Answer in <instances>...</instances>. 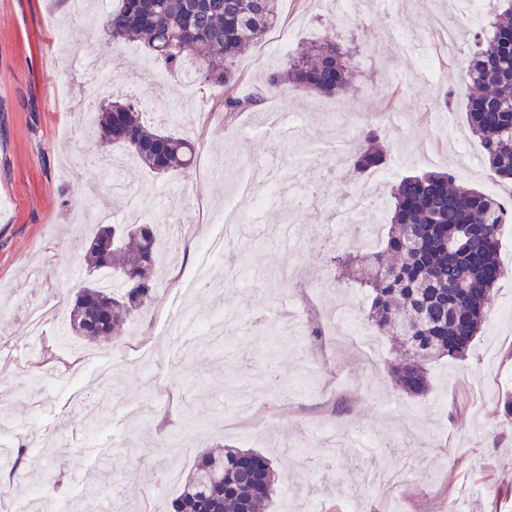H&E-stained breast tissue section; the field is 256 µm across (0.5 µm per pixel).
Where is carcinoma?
Returning a JSON list of instances; mask_svg holds the SVG:
<instances>
[{
    "mask_svg": "<svg viewBox=\"0 0 512 512\" xmlns=\"http://www.w3.org/2000/svg\"><path fill=\"white\" fill-rule=\"evenodd\" d=\"M280 0H115L102 26L112 45L142 40L161 66L180 70L197 61L196 79L224 88L220 106L231 114L281 96L294 87L347 99L357 92L351 52L325 36L297 60L270 69L251 96L239 94L240 51L260 41L277 22ZM464 61L475 90L466 105L467 124L482 146L488 170L512 182V0H498L492 15L471 36ZM103 142L129 149L139 167L175 173L194 162L193 143L145 125L138 106L113 101L95 116ZM386 154L380 130L360 134L352 167L358 174L378 168ZM388 224L381 251L366 252L356 242L337 257L353 282L372 290L365 320L381 335L394 336L407 357L390 368L394 388L420 396L428 389L427 367L445 357H463L481 329L488 300L502 282L498 261L504 222L499 199L455 184L447 171L409 175L391 185ZM111 235L117 244L105 253L97 242ZM160 230L155 224L102 225L84 247L94 271L112 272L121 288L98 283L81 288L69 312L67 333L107 341L152 299ZM262 463L265 482L258 491L243 462ZM278 492V477L261 453L229 446L197 456L193 469L170 501L171 512H264Z\"/></svg>",
    "mask_w": 512,
    "mask_h": 512,
    "instance_id": "cac0c4a2",
    "label": "carcinoma"
}]
</instances>
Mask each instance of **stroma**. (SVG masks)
Here are the masks:
<instances>
[{
  "label": "stroma",
  "instance_id": "obj_1",
  "mask_svg": "<svg viewBox=\"0 0 512 512\" xmlns=\"http://www.w3.org/2000/svg\"><path fill=\"white\" fill-rule=\"evenodd\" d=\"M72 2L0 0V426L32 443L19 483L0 488V512H13L31 489L56 476L76 512H105L115 500L125 512H164L197 452L246 444L267 456L279 476L269 512H346L351 501L359 512H448L459 498L465 512H512V491L502 490L512 480V418L501 405L512 383L493 381L512 372V316L503 313L512 292L495 291L464 358L429 366L425 395L397 392L390 366L400 350L391 338L375 337L379 359L370 365L330 318L341 302L364 312L369 297L367 289L342 286L318 233L331 221L327 200L341 197L353 173L311 161L334 157L337 142L382 125L391 180L450 170L459 183L486 188L490 173L467 126L469 90L458 54L430 31L431 17H446L464 44L477 29L473 19L449 12L448 0L361 5L336 33L358 75L346 124L330 114L335 98L304 90H288L272 109L228 115L212 107L221 87L189 96L173 73L120 88L119 97L143 104L180 101L167 129L194 143L199 165L184 174L134 173L148 223L166 229V260L146 312L131 317L118 338L81 342L99 359L87 370L64 358L58 323L92 279L83 247L98 228L97 215L113 214L118 224L131 218L124 198L87 166L120 157V149L103 148L94 131L71 127L49 63L69 56L67 23L91 29L82 47L115 76L138 70L149 53L139 43L113 47L100 20L73 19ZM328 21L316 0L280 2L290 49L320 40ZM393 27L414 37V50L388 40ZM423 52L432 54L440 81L420 73ZM447 95L454 112L449 131L430 118ZM290 113L304 118L307 140L286 132L282 120ZM270 149L287 183L316 190L309 206L292 208L278 197L255 214L253 198L239 190V172ZM228 202L247 229L234 250L264 279L222 287L223 258L212 264L208 286L180 300L177 273L191 260L177 227L192 224L207 235L201 209ZM41 304L48 317L35 333L28 311ZM284 304L304 310L316 336H271L269 319ZM187 305L198 318L228 308L248 325L225 333L217 347L188 336L183 351L172 345L170 325ZM107 460L111 483L92 484ZM368 471L406 477L365 495L346 485V477Z\"/></svg>",
  "mask_w": 512,
  "mask_h": 512
}]
</instances>
